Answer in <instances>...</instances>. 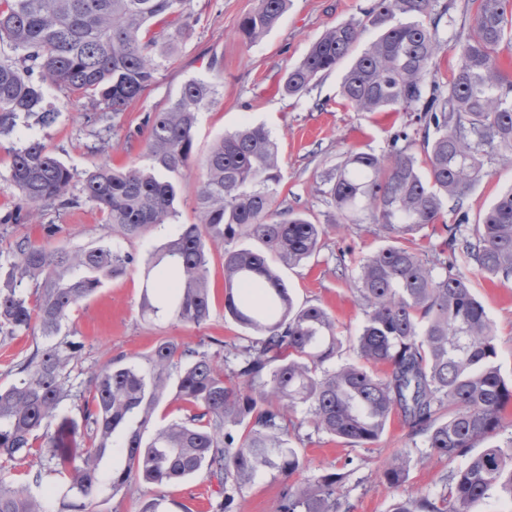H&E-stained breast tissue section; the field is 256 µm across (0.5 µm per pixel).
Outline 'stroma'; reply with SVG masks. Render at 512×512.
Listing matches in <instances>:
<instances>
[{
	"instance_id": "35a3bbf8",
	"label": "stroma",
	"mask_w": 512,
	"mask_h": 512,
	"mask_svg": "<svg viewBox=\"0 0 512 512\" xmlns=\"http://www.w3.org/2000/svg\"><path fill=\"white\" fill-rule=\"evenodd\" d=\"M371 2L290 0L278 23L262 40L248 46L241 42L238 26L254 9L255 0H191L193 27L163 59L155 83L128 105L115 127L108 129L96 122L100 105L86 99L70 101L51 86L47 95L61 111L58 123L49 129L34 123L23 126L17 136L41 137L78 179L105 163L131 166L139 162L147 136L145 114L176 98L188 80L210 79L216 85V94L213 104L198 118L178 223L196 220L195 185L211 144L243 124H265L281 155L279 202L328 227L321 249L298 266L281 268V277L296 304L326 309L335 318L340 336L347 340L358 335L363 315L354 283L338 276L336 264L342 260L348 268H356L363 256L384 246L385 241L369 224L336 225L332 208L315 193L314 186L324 172L343 162L347 152L382 153L390 136L408 117L402 112L354 111L341 97L342 72L338 69L320 76L297 97L283 95L281 85L288 69L303 59L314 40L328 28L359 17ZM511 187L512 159L491 164L465 201L471 221H478ZM51 223L59 225L60 230L50 237L45 227ZM107 231L106 218L93 203L84 201L60 212L50 208L41 219L19 226L16 234L0 237V264L8 265L10 246L18 235L38 245L74 250L98 242ZM209 250L214 297L211 317L205 325L197 327L168 318L144 321L140 310L144 268L135 266L125 275L105 281L71 311L63 331L82 346L79 358L70 365L73 375L119 354H146L165 337L193 348L212 337L229 344H249L251 333L224 314V246L216 242ZM460 271L471 281L493 323L501 371L511 375L512 281L483 277L468 264L461 265ZM408 445L406 430L397 417L392 418L376 443L364 447L346 444L325 433H312L298 444L305 460L304 475L286 478L273 471L258 475L236 498L232 512H275L284 486L297 488L304 476L346 467L351 474L342 494L351 503L352 512H392L398 498L442 493L449 464L436 457L413 458L399 488H389L383 481L381 472L387 458ZM161 493L184 505L198 503V512H210V483L203 474L162 488L141 484L116 493L102 488L92 500V512H139L145 501Z\"/></svg>"
}]
</instances>
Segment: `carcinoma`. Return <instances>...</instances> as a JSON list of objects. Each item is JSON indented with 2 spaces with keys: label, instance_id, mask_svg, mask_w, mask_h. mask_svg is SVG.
Segmentation results:
<instances>
[{
  "label": "carcinoma",
  "instance_id": "cac0c4a2",
  "mask_svg": "<svg viewBox=\"0 0 512 512\" xmlns=\"http://www.w3.org/2000/svg\"><path fill=\"white\" fill-rule=\"evenodd\" d=\"M188 0H0V140L34 118L54 126L61 112L46 86L74 101L92 98L117 118L156 80L158 57L188 32ZM288 0H257L240 22L241 41L261 40ZM437 0H373L363 17L327 29L288 70L282 93L298 96L318 76L350 60L341 81L357 112H412L410 130L395 131L381 154L347 153L317 192L338 224H371L386 245L366 256L354 277L364 316L353 340L357 360L338 364L336 322L322 307L296 306L270 259L298 266L327 234L305 214L277 206L282 172L277 143L262 124L225 134L204 159L195 195L198 220L180 224L143 260L123 247L177 217L200 112L213 102V82L193 78L168 106L146 115L149 164L86 172L81 195L73 173L31 138L6 148L18 192V225L94 203L114 242L69 251L15 241L0 287V338L37 326L43 342L0 387V462L32 459L29 480L0 477V512H47L30 492L46 479L64 487L58 512H91L102 480L99 463L112 448L125 455L109 479L175 484L201 472L216 483L213 512H229L244 487L275 470L305 469L289 437L308 425L346 443L369 445L401 416L420 457L450 462L446 490L409 497L392 512H473L498 492L512 497V381L495 363L493 324L459 262L479 274L512 278V188L470 223L465 200L485 166L512 156V80L498 68L500 47L512 44V0H470L468 25L449 40L458 66L443 82L433 73L444 28L455 20ZM373 29L375 39L363 43ZM422 145L424 159L414 148ZM451 222L428 257L409 246L444 211ZM224 243V313L256 339L217 350L164 338L144 356L117 355L76 382L67 366L82 346L61 335L71 310L104 280L144 265L141 305L146 318L201 326L210 319L207 241ZM177 375L173 400L184 418L143 433ZM71 400L80 418L61 412ZM485 448L477 455V444ZM411 461L398 449L382 478L397 489ZM346 475L331 472L285 488L276 512H351L340 493Z\"/></svg>",
  "mask_w": 512,
  "mask_h": 512
}]
</instances>
